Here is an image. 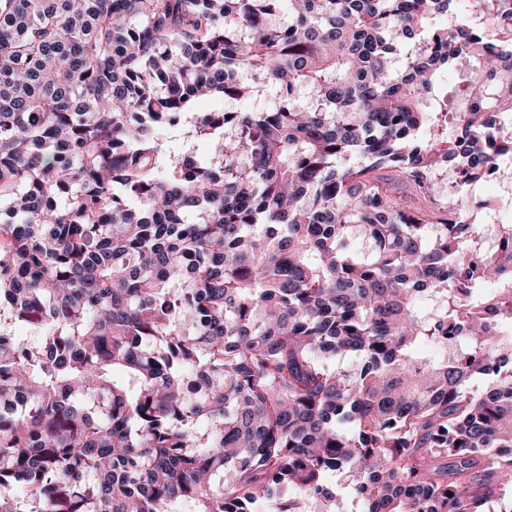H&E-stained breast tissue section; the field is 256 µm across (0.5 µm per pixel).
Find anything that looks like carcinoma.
<instances>
[{
	"mask_svg": "<svg viewBox=\"0 0 512 512\" xmlns=\"http://www.w3.org/2000/svg\"><path fill=\"white\" fill-rule=\"evenodd\" d=\"M458 2L0 0V512H512V224L461 195L512 0Z\"/></svg>",
	"mask_w": 512,
	"mask_h": 512,
	"instance_id": "carcinoma-1",
	"label": "carcinoma"
}]
</instances>
